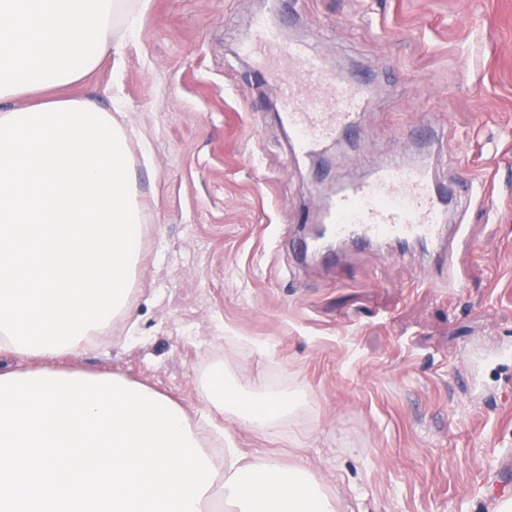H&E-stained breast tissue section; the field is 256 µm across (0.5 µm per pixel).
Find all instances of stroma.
<instances>
[{"label":"stroma","mask_w":512,"mask_h":512,"mask_svg":"<svg viewBox=\"0 0 512 512\" xmlns=\"http://www.w3.org/2000/svg\"><path fill=\"white\" fill-rule=\"evenodd\" d=\"M140 31L120 57L46 89L99 108L120 97L141 207L134 300L106 343L54 369L118 375L207 409L214 371L245 400L298 399L269 435L232 407L219 422L243 453L309 469L336 512H495L477 467L512 457V0H288L287 31L328 65L375 76L361 134L320 165L297 159L276 98L237 45L259 0H129ZM436 127L438 184L491 177L465 216L450 282L424 249L297 262L280 239L313 223L321 173L367 176L410 162L404 128ZM454 156L456 165L445 164Z\"/></svg>","instance_id":"35a3bbf8"}]
</instances>
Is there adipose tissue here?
I'll list each match as a JSON object with an SVG mask.
<instances>
[{"label":"adipose tissue","instance_id":"obj_1","mask_svg":"<svg viewBox=\"0 0 512 512\" xmlns=\"http://www.w3.org/2000/svg\"><path fill=\"white\" fill-rule=\"evenodd\" d=\"M136 34L125 0H0V352L52 361L101 335L133 301L141 209L125 133L86 99L18 105L76 82L112 48L115 23ZM241 416L261 434L294 409L278 393ZM232 512H336L305 467L227 449Z\"/></svg>","mask_w":512,"mask_h":512}]
</instances>
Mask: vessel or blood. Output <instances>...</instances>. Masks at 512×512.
<instances>
[{"mask_svg":"<svg viewBox=\"0 0 512 512\" xmlns=\"http://www.w3.org/2000/svg\"><path fill=\"white\" fill-rule=\"evenodd\" d=\"M238 50L269 78L296 155L321 153L330 141L355 128L369 102V83L330 70L312 53L310 42L286 39L270 13L253 18ZM486 196L485 183L475 177L464 179L450 197L424 166L386 160L370 177L338 180L321 203L318 229L289 240L288 247L327 264L341 261L342 248L380 242L403 251L415 245L430 248L442 259L453 241L468 233L467 225L448 223L449 200L466 208ZM479 485L487 498L512 493V461L497 463L492 472L482 474Z\"/></svg>","mask_w":512,"mask_h":512,"instance_id":"obj_1","label":"vessel or blood"}]
</instances>
